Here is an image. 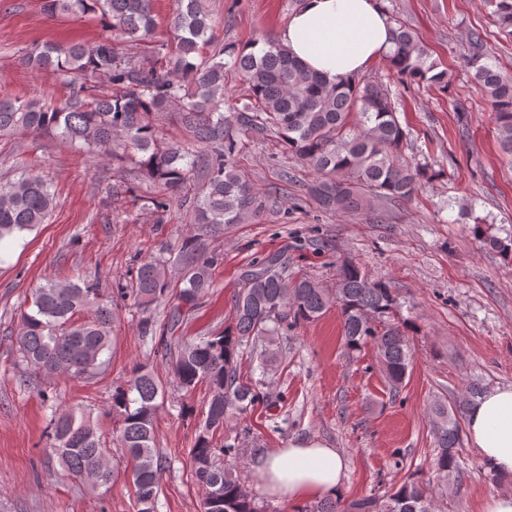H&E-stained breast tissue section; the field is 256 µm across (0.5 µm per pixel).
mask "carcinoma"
Masks as SVG:
<instances>
[{
    "label": "carcinoma",
    "instance_id": "cac0c4a2",
    "mask_svg": "<svg viewBox=\"0 0 512 512\" xmlns=\"http://www.w3.org/2000/svg\"><path fill=\"white\" fill-rule=\"evenodd\" d=\"M153 0H45L46 13H99L112 30V41L92 48L82 44H35L25 55L36 71L52 70L66 78L69 93L58 106L37 98L0 97V135L51 134L106 157L134 179L158 188L150 198L159 210L182 192L198 172L204 188L190 201L196 224H241L257 218L268 196L236 168L242 138L277 135L288 153L314 174L305 193L324 211L358 214L379 200L406 203L419 184L437 176L426 166L400 160L407 133L402 128L388 89L349 78L329 83L306 70L278 40L266 37L246 46L226 44L211 49L214 27L205 0H175L172 17L176 38L133 59L117 44L151 36L156 22ZM500 33L512 36V0H488ZM388 70L398 79L448 86V73L430 59L414 33L394 25L391 47L384 54ZM474 79L490 105L502 153L512 161V77L472 54ZM233 70L248 87V97L224 111V71ZM109 84L98 89L96 79ZM173 118L196 150L165 142L155 122L158 114ZM55 204L51 183L30 170L0 181V241L45 222ZM186 254L178 300L194 303L211 285L214 257L185 244ZM288 265L278 253L267 254L246 271L232 301V321L224 331L185 340L162 336L171 355L180 390L207 386L191 462L196 480L215 499L213 512H259L234 470L216 464L217 453L234 458L238 445L218 447L215 434L229 414L243 415L267 401L265 379L244 376V359L258 361L265 375L274 355L257 351V342L310 323L336 305L342 318L344 346L350 353L371 344L392 388L401 385L412 361L394 289L371 280L356 264L339 267L335 296L306 278L288 279ZM161 262L136 267L132 288L118 289L147 314L144 335L157 329L148 316L168 294ZM94 309L93 317L81 315ZM112 309L98 302V289L72 281L51 280L39 287L31 309L22 314L18 339L21 361L44 373L89 377L103 364L110 347ZM162 388L144 366L131 371L126 383L112 391V414L119 417V438L132 460L136 512H158L159 476L164 466L155 445V418ZM465 403L436 402L430 408L439 452L434 472L444 481L458 473ZM52 452L61 467L87 476L94 485L112 479L97 428L77 412L51 413ZM425 479L411 474L386 497L367 496L347 505L327 499L313 512H432Z\"/></svg>",
    "mask_w": 512,
    "mask_h": 512
}]
</instances>
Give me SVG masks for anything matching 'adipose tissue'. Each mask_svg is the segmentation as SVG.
<instances>
[{
	"mask_svg": "<svg viewBox=\"0 0 512 512\" xmlns=\"http://www.w3.org/2000/svg\"><path fill=\"white\" fill-rule=\"evenodd\" d=\"M393 24L378 0H302L278 38L293 56L328 80L359 75L391 46ZM467 436L497 473L512 475V386L480 396L467 414ZM345 464L317 441L292 444L257 465L269 495L303 502L337 496Z\"/></svg>",
	"mask_w": 512,
	"mask_h": 512,
	"instance_id": "1",
	"label": "adipose tissue"
}]
</instances>
